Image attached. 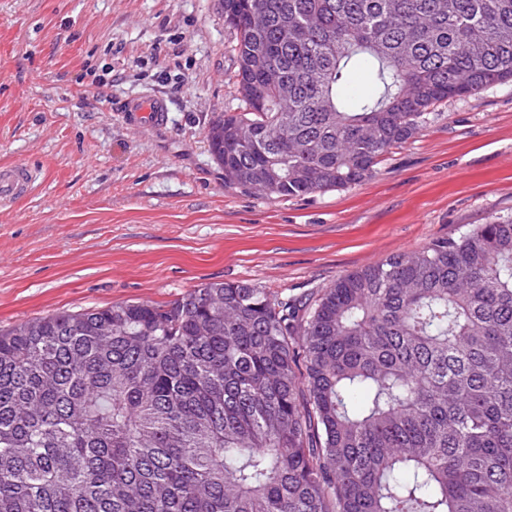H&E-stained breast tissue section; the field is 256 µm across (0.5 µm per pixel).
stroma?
<instances>
[{
	"mask_svg": "<svg viewBox=\"0 0 512 512\" xmlns=\"http://www.w3.org/2000/svg\"><path fill=\"white\" fill-rule=\"evenodd\" d=\"M219 0H0V326L163 303L205 283L304 296L512 214V83L437 104L359 185L269 198L224 182L205 141L238 107ZM162 96L167 125L130 128ZM124 120L132 128L148 124L159 127L168 120V106L164 98L154 96L146 100L126 103L123 109ZM33 175L23 163L0 165V199L17 201L26 198L32 190Z\"/></svg>",
	"mask_w": 512,
	"mask_h": 512,
	"instance_id": "stroma-1",
	"label": "stroma"
}]
</instances>
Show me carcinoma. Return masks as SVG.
Here are the masks:
<instances>
[{"instance_id": "carcinoma-1", "label": "carcinoma", "mask_w": 512, "mask_h": 512, "mask_svg": "<svg viewBox=\"0 0 512 512\" xmlns=\"http://www.w3.org/2000/svg\"><path fill=\"white\" fill-rule=\"evenodd\" d=\"M222 2L240 106L208 150L269 198L359 184L429 108L512 81V0ZM0 512H512V217L306 296L1 328ZM372 91V83L369 72L361 67L351 71L348 84V103H352L357 97L369 94Z\"/></svg>"}]
</instances>
